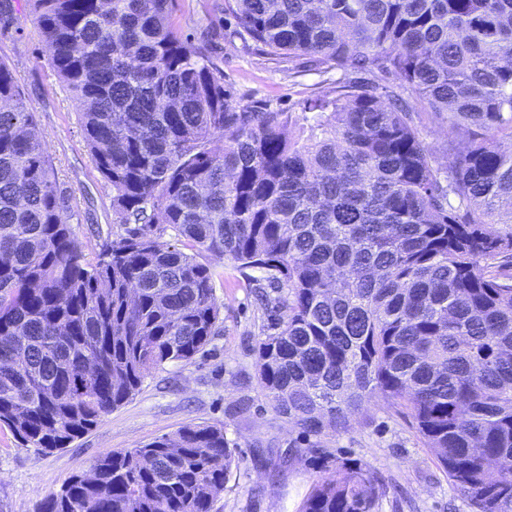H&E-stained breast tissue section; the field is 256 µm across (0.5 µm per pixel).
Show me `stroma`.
I'll return each mask as SVG.
<instances>
[{"label":"stroma","mask_w":512,"mask_h":512,"mask_svg":"<svg viewBox=\"0 0 512 512\" xmlns=\"http://www.w3.org/2000/svg\"><path fill=\"white\" fill-rule=\"evenodd\" d=\"M177 30L203 45L240 105L298 115L306 100L334 93L339 72L313 58L270 57L233 37L224 0H177ZM0 60L6 61L45 136L75 212L72 227L87 259L121 232L112 191L96 171L79 120L81 106L49 62L30 0H0ZM224 322L205 353L153 371L124 404L68 448L43 454L0 425V512H37L45 496L88 472L111 450L141 447L183 426L220 425L235 462L213 512H298L325 472L313 448L374 469L388 486L380 512H469L414 430L392 409L365 403L347 432L305 436L278 415L257 380L255 346L268 317L231 261H211Z\"/></svg>","instance_id":"stroma-1"}]
</instances>
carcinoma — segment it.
Returning <instances> with one entry per match:
<instances>
[{"instance_id": "carcinoma-1", "label": "carcinoma", "mask_w": 512, "mask_h": 512, "mask_svg": "<svg viewBox=\"0 0 512 512\" xmlns=\"http://www.w3.org/2000/svg\"><path fill=\"white\" fill-rule=\"evenodd\" d=\"M32 6L124 233L86 259L0 60V424L67 448L203 352L206 254L271 288L255 353L276 412L322 436L381 402L469 512H512V0H225L242 41L344 72L295 117L240 105L175 0ZM423 112L448 128L437 149ZM232 462L224 428L190 423L98 457L39 512H212ZM332 467L300 512H379L376 471Z\"/></svg>"}]
</instances>
